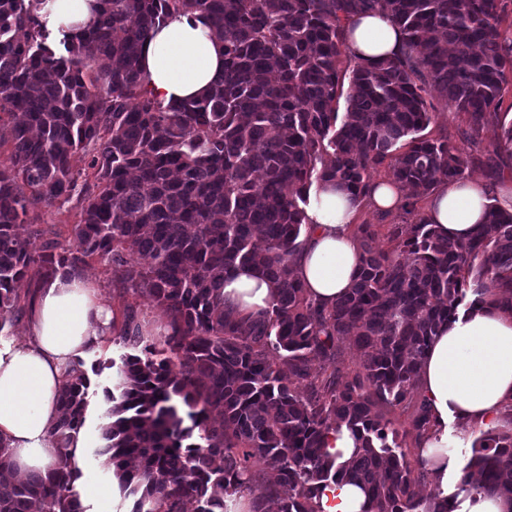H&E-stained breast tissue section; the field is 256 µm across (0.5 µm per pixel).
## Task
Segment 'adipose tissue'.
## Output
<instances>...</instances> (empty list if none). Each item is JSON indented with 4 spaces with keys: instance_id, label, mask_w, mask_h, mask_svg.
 <instances>
[{
    "instance_id": "adipose-tissue-1",
    "label": "adipose tissue",
    "mask_w": 512,
    "mask_h": 512,
    "mask_svg": "<svg viewBox=\"0 0 512 512\" xmlns=\"http://www.w3.org/2000/svg\"><path fill=\"white\" fill-rule=\"evenodd\" d=\"M96 0H48L51 27H86ZM346 44L362 63L393 58L403 34L384 13L351 17ZM149 89L170 101L201 96L224 70V44L199 14H176L154 29L144 53ZM512 211V179L441 182L427 196L424 219L443 235L466 240L489 203ZM357 202L332 181L313 182L305 207V233L292 259L307 291L332 306L356 279L362 250L354 233ZM277 294L273 280L240 267L224 280V310L241 317L265 311ZM110 313L98 289L83 276L58 270L38 291L28 318V338L0 344V438L11 448L14 474L55 467L59 450L50 430L60 413L59 394L78 359L101 349ZM418 395L431 409L435 432L420 444L436 488L447 490L462 465L460 451L475 432L505 430L512 420V313L499 304L462 310L435 337L419 366ZM322 512H366L364 492L333 483L320 493Z\"/></svg>"
}]
</instances>
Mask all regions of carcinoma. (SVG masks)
<instances>
[{"mask_svg":"<svg viewBox=\"0 0 512 512\" xmlns=\"http://www.w3.org/2000/svg\"><path fill=\"white\" fill-rule=\"evenodd\" d=\"M46 3L0 0V115L12 145L0 162V332L23 311L16 284L29 272L42 280L93 259L166 308L170 332L151 341L125 307L117 339L128 352L92 366L112 368L97 454L136 497L132 512H183L188 501L228 512L225 498L244 490L252 512L270 494L278 512H321V488L337 481L364 489L370 512H454L474 491L512 512V432H481L443 498L418 495L429 472L403 446L432 427L415 392L440 327L487 298L512 311V212L487 205L456 241L406 200L389 249L374 245L373 225H357L362 267L331 308L291 265L313 181L332 179L363 203L384 164L424 192L469 176L480 158L423 135L432 89L464 116L470 143L493 126L488 162L512 160L504 0H98L92 25L59 39L42 19ZM375 11L401 29L403 49L365 66L344 23ZM195 12L224 41V74L206 95L165 105L147 88L143 48L169 16ZM80 153L92 182L74 169ZM73 199L72 246L19 231L36 208ZM240 266L278 284L254 318L224 313V278ZM90 388L81 372L61 391L50 432L60 459L46 474L9 477L0 439V512H86L67 449ZM397 408L410 411L407 431L385 418ZM343 426L356 451L336 468L326 439Z\"/></svg>","mask_w":512,"mask_h":512,"instance_id":"obj_1","label":"carcinoma"}]
</instances>
